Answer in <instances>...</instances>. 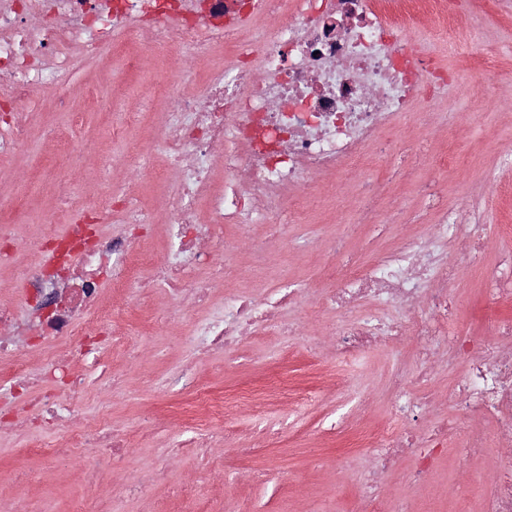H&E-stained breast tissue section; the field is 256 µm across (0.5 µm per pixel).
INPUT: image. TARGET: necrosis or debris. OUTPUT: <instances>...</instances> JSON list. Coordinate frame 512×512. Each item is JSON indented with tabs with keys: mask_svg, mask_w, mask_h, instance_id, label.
Listing matches in <instances>:
<instances>
[{
	"mask_svg": "<svg viewBox=\"0 0 512 512\" xmlns=\"http://www.w3.org/2000/svg\"><path fill=\"white\" fill-rule=\"evenodd\" d=\"M273 15L281 22L263 41L243 37L254 18ZM427 15L439 20L437 39L454 40L458 20L447 0H0V71L13 75L0 83V105L10 111L0 121L1 156L28 139L18 113L22 102L41 93L66 106L69 75L80 59L108 61L119 54L126 73L138 74L157 43L169 57L187 52L195 61L233 49L226 71L194 75L188 85L170 75L155 83L170 104L160 147L175 176L165 218L172 245L163 257L135 253L132 234L100 230L104 224L152 223L148 210L129 206L138 193L133 181L125 197L93 196L84 204L89 221L33 241L26 261L10 225H0V266L19 265L15 288L30 311L23 322L13 307L0 304V374L29 392L31 422L66 429L38 455L62 466L82 462L92 485L125 466L132 445L126 430L75 424L73 409L61 405L57 391L80 395L75 363L97 368L101 337L137 356V344L116 332L125 296H148L160 282L178 306L198 313L211 305L228 273L202 242L223 248L227 229L241 231L260 218L297 223L286 190L309 189L329 174L356 177L366 188L360 223H397L398 207L383 208L381 198L391 181L407 180L411 169L376 175L369 160L378 151L399 153L402 140L385 138V130L454 82L452 71L416 52L405 37ZM47 137L56 144L57 161L36 168L33 177L52 182L57 206L69 208L74 146L58 130H48ZM463 217L440 207L441 238L405 237L365 264L335 259L328 268L334 284L321 306L347 319L333 333L338 359L355 358L377 337L389 336L414 345L423 371L432 370L438 355L463 368L448 393L452 417L426 431L419 421L430 408L429 393L410 397L405 375L392 376L391 392L410 425L385 430L366 486H375L404 454L416 462L411 481H420L449 436L463 434L460 452L467 457L482 456L490 436L512 437V319L496 320L491 341L448 330L452 265L475 263L484 252L483 225L459 237ZM293 295L285 287L277 297L241 292L225 298L221 313L195 318L197 347L219 357L234 352L244 337L265 334ZM393 307L398 316H388ZM33 353L41 366L35 375L29 371ZM175 382L192 398L194 447L232 441L236 432L224 422L223 396L189 369L177 371Z\"/></svg>",
	"mask_w": 512,
	"mask_h": 512,
	"instance_id": "obj_1",
	"label": "necrosis or debris"
}]
</instances>
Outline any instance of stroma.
<instances>
[{
    "label": "stroma",
    "mask_w": 512,
    "mask_h": 512,
    "mask_svg": "<svg viewBox=\"0 0 512 512\" xmlns=\"http://www.w3.org/2000/svg\"><path fill=\"white\" fill-rule=\"evenodd\" d=\"M458 13L460 36L455 42L435 39L437 21L433 18H421L409 30L407 39L413 48L432 54L455 71L457 81L434 102L418 103L400 114L394 129L407 147L454 156L453 168L435 176L441 202L457 208L471 195L481 223L512 224V198H502L489 186L493 176L512 183V77L499 80L489 96H482L476 71L468 61L469 54L492 44L502 51V68L512 70V18L494 9L474 11L465 4ZM167 67L164 54L151 55L142 75L115 88L111 77L120 74V64L88 62L72 76L68 111H59L55 103L38 94L25 102L22 111L30 139L15 154L0 158V200L21 198L25 209L21 223L13 227L18 245L59 233L77 218L76 213L56 210L50 186L26 185L18 179L31 165L52 163L54 147L42 138L43 130L51 127L70 129L75 139L95 142L94 149L83 154L72 170L78 191L121 193L125 179L120 164L129 160L140 184L139 202L163 210L166 191L158 177L165 172L166 161L157 142L169 105L154 99L151 79ZM105 95L113 99L112 118L118 123L138 111L141 102H150L151 124L128 127L125 139L112 140L97 115L98 99ZM108 159L114 165L104 178L100 169ZM390 190L405 206L401 223L372 228L356 224L359 185L344 180L325 182L315 188L318 206L307 211L301 227L289 231L287 239L272 234L268 225L252 226V234L264 245L261 261L247 254L234 256L242 272L240 280L232 282V290L259 296L281 283L295 285L292 311L310 315L305 339L276 331L249 336L236 352L217 359L197 350L191 321L178 319L162 327L152 321L150 313L135 308L120 331L149 349V357L129 365L108 342H101L104 364L126 369L127 387L112 394L104 390L100 372L87 373L78 418L86 424H119L134 434L135 441L124 470L105 479L99 496L110 497L114 487L130 481L143 467L164 459L171 462L167 484L115 500L112 512H180L179 489L194 484L207 493L216 512H353L362 494V476L371 464L370 450L381 430L407 424L406 418L397 415L388 390L394 372L407 373L412 393H434L439 402L433 416H447L444 398L459 369L439 362L427 379H420L413 347L382 337L357 359L337 361L328 334L340 326V318L310 313L327 286L325 261L336 249L337 236H345L346 248L367 262L396 235L421 233L433 224L431 209L422 204L413 185L395 182ZM510 248L512 238L489 237L482 260L459 269L452 331L488 336V310L495 302L489 274L496 256ZM186 366L223 392L227 418L238 426L234 444L223 449L233 461L224 470L210 469L206 458L190 449L174 457V450L183 448L190 436L188 425L154 432L141 419V410L148 407L171 414L184 406L186 396L173 388L172 377ZM281 382L287 383L288 393L268 421L281 430L282 437L277 446L268 448L264 430L253 426L248 411L236 401L245 394L267 392ZM300 391L313 392L314 401L295 400ZM7 404L17 414L0 431V504L24 502L30 512H73L76 500L89 492L81 470L60 469L28 454L29 433L18 412L20 402L11 398ZM510 446L512 439L496 438L487 456L472 460L448 450L418 485L408 479L413 459L401 460L381 480L384 512H394L403 502L411 512H480L490 469ZM242 448L253 449V456L239 457Z\"/></svg>",
    "instance_id": "1"
}]
</instances>
